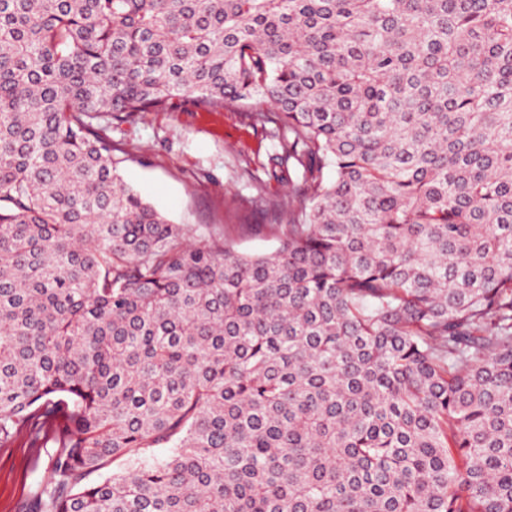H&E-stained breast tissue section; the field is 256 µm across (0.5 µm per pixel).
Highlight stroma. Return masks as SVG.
<instances>
[{
  "instance_id": "obj_1",
  "label": "stroma",
  "mask_w": 512,
  "mask_h": 512,
  "mask_svg": "<svg viewBox=\"0 0 512 512\" xmlns=\"http://www.w3.org/2000/svg\"><path fill=\"white\" fill-rule=\"evenodd\" d=\"M255 104L204 112H140L107 133L124 181L192 241L227 242L242 254H271L287 231L288 204L304 189L301 169L277 163L274 124ZM53 448L17 440L0 447V512H30Z\"/></svg>"
}]
</instances>
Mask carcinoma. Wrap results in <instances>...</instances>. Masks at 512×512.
<instances>
[{
    "label": "carcinoma",
    "instance_id": "cac0c4a2",
    "mask_svg": "<svg viewBox=\"0 0 512 512\" xmlns=\"http://www.w3.org/2000/svg\"><path fill=\"white\" fill-rule=\"evenodd\" d=\"M254 100L307 185L271 255L191 242L96 122ZM21 435L33 512H512V0H0Z\"/></svg>",
    "mask_w": 512,
    "mask_h": 512
}]
</instances>
